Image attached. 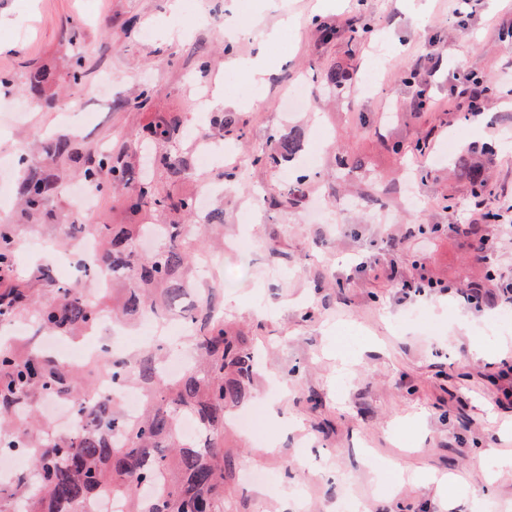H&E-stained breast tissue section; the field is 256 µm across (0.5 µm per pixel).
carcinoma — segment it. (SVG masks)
<instances>
[{
    "label": "carcinoma",
    "mask_w": 512,
    "mask_h": 512,
    "mask_svg": "<svg viewBox=\"0 0 512 512\" xmlns=\"http://www.w3.org/2000/svg\"><path fill=\"white\" fill-rule=\"evenodd\" d=\"M53 81L52 73L39 68L30 73L28 90L41 93ZM324 81L340 91L349 73L338 67L324 74ZM239 119L221 113L213 119V133L237 126ZM183 127L178 116L159 117L146 129L147 139L161 145L179 138ZM278 148L268 160L277 165L293 163L302 151L295 137L276 136ZM51 159L66 158L81 168V177L96 192L126 189L129 223L103 225L101 250L95 271L112 274L127 283V295L112 306L119 318L139 319L145 314L161 320L184 296L189 266L196 265L200 233L187 232L186 224H146L154 214H193L195 197L175 195L150 179L130 182L134 163L125 151L101 152L85 158L68 139L50 140L42 146ZM154 166L176 185L191 171L184 154L159 151ZM454 168L471 187L483 191L485 169L459 153ZM58 183L49 174L33 172L20 184L25 210L40 213L57 195ZM156 236L159 246L144 255L139 243ZM13 262L12 230L0 226V268ZM213 297L190 317L191 340L201 359L176 378L161 368L160 355L149 351L129 357L99 356L82 369L44 356L27 342L0 347V449L11 448L26 457L30 470L15 482L28 512H80L79 507L107 491L122 501L123 512H223L224 475L231 460L224 455V406L244 397V383L254 369L253 351L239 336L224 331V321L214 315ZM34 310L47 332L80 335L92 330L102 307L74 288L59 287L57 296L40 303L26 288L0 289V317ZM112 375V380L132 381L148 394L144 410L127 418L115 401L93 390L91 373ZM66 397L85 417L80 431L50 442H41L29 418L17 413L20 404L35 398ZM192 415L199 437L180 436L179 414Z\"/></svg>",
    "instance_id": "1"
}]
</instances>
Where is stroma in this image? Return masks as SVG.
Listing matches in <instances>:
<instances>
[{
    "label": "stroma",
    "mask_w": 512,
    "mask_h": 512,
    "mask_svg": "<svg viewBox=\"0 0 512 512\" xmlns=\"http://www.w3.org/2000/svg\"><path fill=\"white\" fill-rule=\"evenodd\" d=\"M211 27L178 32L170 0H0V224L13 230L17 261L5 282L53 298L57 286L89 291L54 255L75 250L85 224H123L118 198L97 195L91 214L72 192L78 168L40 150L49 135L70 138L84 155L126 149L131 135L167 112L185 129L206 118L195 98L221 93L237 131L224 135V159L192 168L178 193L223 182L213 204L224 211V246L209 256L223 269L208 281L225 329L243 337L260 361L249 383L248 408L263 416L255 440L226 424L224 451L234 461L224 481V512H278L282 495H300L302 512H512V473L499 492L484 493V474L512 455V321L501 306L469 303V289L502 295L512 286V0H195ZM360 18L368 35L352 38ZM335 28L324 40L321 26ZM263 53L269 75L257 83L228 70V54ZM85 74L70 78L75 57ZM439 70L415 112L417 58ZM49 68L53 103L32 97L29 74ZM341 67L352 80L307 111L287 112L284 96L301 81ZM465 70L489 80L487 107L474 117L450 91ZM143 109L127 107L143 90ZM294 132L318 148L311 176L294 203L274 206L291 176L257 163L274 137ZM462 147L489 173L481 196L455 174L445 144ZM429 151L414 152L419 138ZM26 153L18 167L16 156ZM354 165L339 168L340 156ZM53 174L60 192L48 209L27 214L17 185L28 170ZM503 222L486 223L487 213ZM437 224L436 234L419 233ZM497 239L490 260L477 257L472 225ZM368 267L356 271L360 261ZM440 282L417 294L388 275ZM485 359L474 361L470 347ZM288 384V417H271L276 380ZM319 404H312L311 396ZM484 455L483 468L473 467ZM394 460L424 474L395 489ZM455 473L447 495L427 478Z\"/></svg>",
    "instance_id": "stroma-1"
}]
</instances>
